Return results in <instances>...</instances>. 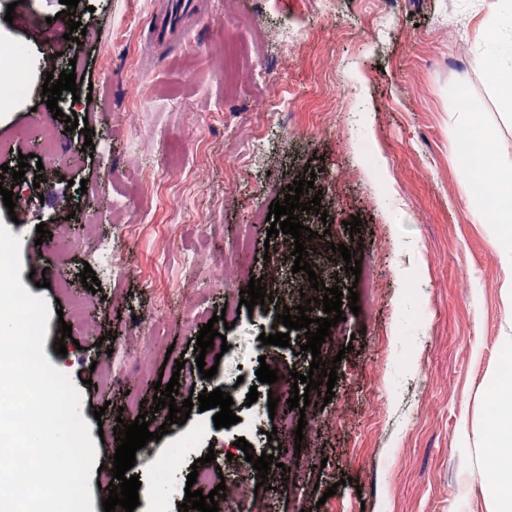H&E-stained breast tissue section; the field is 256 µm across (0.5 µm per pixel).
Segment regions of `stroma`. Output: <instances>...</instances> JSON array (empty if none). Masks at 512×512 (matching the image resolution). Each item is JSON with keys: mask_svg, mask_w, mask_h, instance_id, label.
Instances as JSON below:
<instances>
[{"mask_svg": "<svg viewBox=\"0 0 512 512\" xmlns=\"http://www.w3.org/2000/svg\"><path fill=\"white\" fill-rule=\"evenodd\" d=\"M492 2L396 0L389 8L384 0H334L327 14L312 16L301 0H203V14L186 22V44L164 46L149 40L143 0H80L71 19L59 0H0V41L25 44L30 86L28 97L0 105V141L7 147L0 166L14 170L20 155L39 154L16 133L40 123L57 131L56 150L81 149L74 161L46 158L27 168L13 189L15 209L0 203V223L20 239V281L50 310L44 354L77 385L81 416L104 463L91 475L93 512H104L109 495L120 407L132 395L152 400L155 382L171 378L176 360L192 359L204 321L224 306L220 270L236 264L232 246L241 231L253 240L249 267L280 277L263 258L267 227L252 215L283 200L308 169L322 192L328 240L347 245L352 259L374 260L380 286L368 310L347 314L348 336L321 351L323 362L339 369L334 397L316 411L317 433L301 442L315 451L311 468H271L256 496L261 512H487L485 471L474 451L462 449L458 428L462 412L476 422L485 416L486 370L498 363L512 327L495 230L471 217L487 200L477 197L478 176L458 156V114L467 103L480 104L481 133L512 155V103L487 78ZM30 13L54 18L59 36L24 25ZM90 17L95 24L81 41L65 40L70 20ZM291 21L308 31L294 46L273 36ZM228 41L241 49L243 79L217 69ZM49 51L57 55L51 66L44 60ZM69 68L77 90L62 93L63 115L56 118L42 86L47 74ZM259 68L267 71L261 84L251 78ZM273 95L287 99V110L256 114L254 102ZM71 114L87 119L91 136L67 131ZM256 129L264 143L260 160L244 179L229 178L227 164ZM88 140L95 147L90 154L82 150ZM156 163L175 175L186 166L197 171L183 194L193 220L164 205L169 185L145 181L144 170ZM63 178L86 181V192L39 207L42 191ZM116 196L135 222L115 242L132 271L114 282L109 267L96 264L95 294L79 277L84 254L59 249L56 239L110 236ZM145 212L152 222L138 223ZM354 216L362 220L359 244L343 227ZM40 224L50 238L39 239ZM206 224L212 233L203 232ZM189 255L201 265L186 268ZM45 263L65 273L69 290L36 286L30 272ZM76 296L85 304V324L73 327L74 342L60 355L57 310ZM149 322L162 329L151 345L139 330ZM270 330L268 320L241 313L230 330L234 356L220 360L218 375L180 389L182 400L193 391H233L238 422L218 429L213 410L195 409L184 425H169L151 446L172 480L155 486L149 467L136 463L131 472L141 486L134 512H153L159 499L168 512H180L191 466L207 452L220 466L227 457L243 458L238 438L267 450L274 422L253 419L235 383L259 368L266 353L259 336ZM116 344L128 359L117 378L107 354ZM297 483L307 487L300 503L290 492Z\"/></svg>", "mask_w": 512, "mask_h": 512, "instance_id": "stroma-1", "label": "stroma"}]
</instances>
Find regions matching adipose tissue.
<instances>
[{"mask_svg": "<svg viewBox=\"0 0 512 512\" xmlns=\"http://www.w3.org/2000/svg\"><path fill=\"white\" fill-rule=\"evenodd\" d=\"M481 170L484 190L509 199L508 205L492 214L474 207L473 217L477 223L490 222L498 227L493 244L507 274L502 299L505 307L512 308V157L487 150L481 158ZM489 400L493 412L484 426L462 421L460 439L473 442L479 459L490 470L492 480L484 494L489 512H500L503 505L512 504V377L496 379Z\"/></svg>", "mask_w": 512, "mask_h": 512, "instance_id": "1", "label": "adipose tissue"}]
</instances>
